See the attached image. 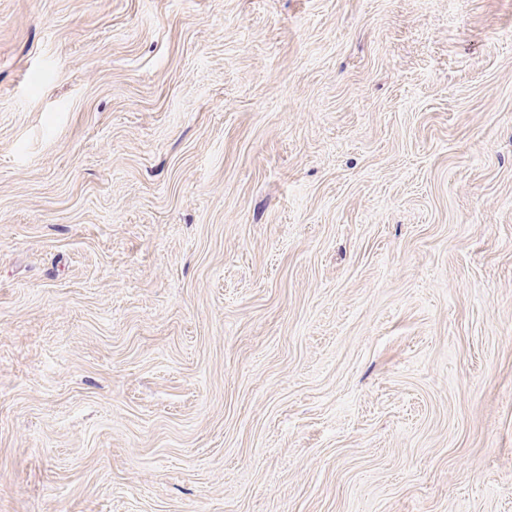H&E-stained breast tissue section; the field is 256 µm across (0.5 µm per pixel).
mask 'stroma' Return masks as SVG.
<instances>
[{
	"mask_svg": "<svg viewBox=\"0 0 512 512\" xmlns=\"http://www.w3.org/2000/svg\"><path fill=\"white\" fill-rule=\"evenodd\" d=\"M0 512H512V0H0Z\"/></svg>",
	"mask_w": 512,
	"mask_h": 512,
	"instance_id": "obj_1",
	"label": "stroma"
}]
</instances>
